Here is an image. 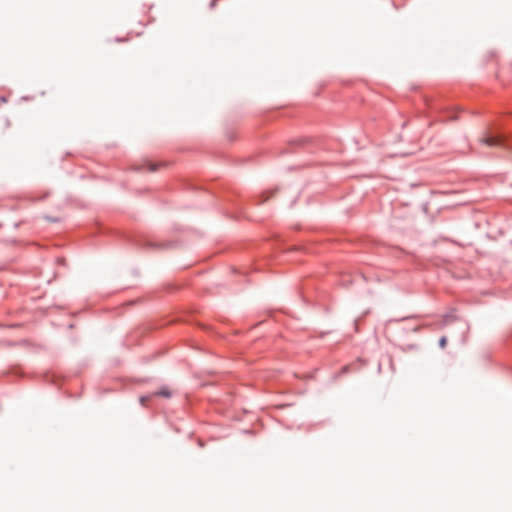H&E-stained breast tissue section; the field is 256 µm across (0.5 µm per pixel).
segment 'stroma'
I'll use <instances>...</instances> for the list:
<instances>
[{
    "label": "stroma",
    "instance_id": "stroma-1",
    "mask_svg": "<svg viewBox=\"0 0 512 512\" xmlns=\"http://www.w3.org/2000/svg\"><path fill=\"white\" fill-rule=\"evenodd\" d=\"M130 21L108 49L147 43L162 0ZM471 58L463 80L324 65L0 176V417L124 405L203 458L319 441V402L430 352L512 392V45ZM0 87L23 96L0 138L51 94Z\"/></svg>",
    "mask_w": 512,
    "mask_h": 512
}]
</instances>
